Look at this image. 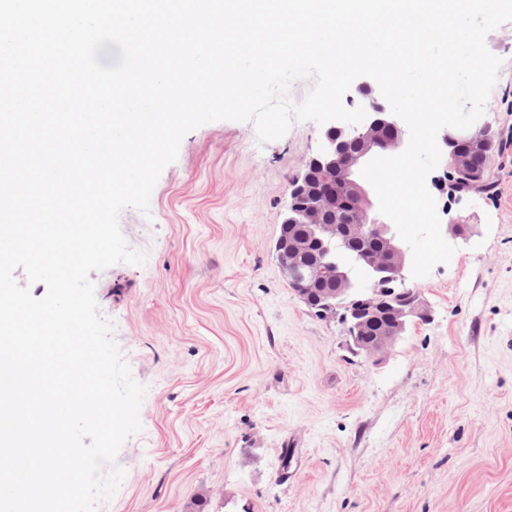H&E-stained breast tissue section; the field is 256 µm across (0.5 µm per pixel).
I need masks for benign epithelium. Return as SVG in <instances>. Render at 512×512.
<instances>
[{
	"mask_svg": "<svg viewBox=\"0 0 512 512\" xmlns=\"http://www.w3.org/2000/svg\"><path fill=\"white\" fill-rule=\"evenodd\" d=\"M355 90L366 117L356 125L331 123L320 151L291 181L282 223L304 224L307 234L292 241L283 235L277 249L295 294L314 300L321 313L333 307L331 301L340 306L351 294L349 272L326 257L338 248L353 254L367 274L369 289L342 313L346 345L356 355L380 358L413 319L428 320L430 310L421 293L406 286L408 251L379 212L373 186L361 175L373 158L401 153L409 129L388 109L376 82L363 79ZM492 140L485 124L442 129L439 141L450 175L434 181V187L453 197L465 192L463 183L484 178L485 170L474 166L473 154ZM473 234L472 224L448 222V235L454 240L467 241Z\"/></svg>",
	"mask_w": 512,
	"mask_h": 512,
	"instance_id": "7a95c632",
	"label": "benign epithelium"
}]
</instances>
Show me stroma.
<instances>
[{"label": "stroma", "instance_id": "35a3bbf8", "mask_svg": "<svg viewBox=\"0 0 512 512\" xmlns=\"http://www.w3.org/2000/svg\"><path fill=\"white\" fill-rule=\"evenodd\" d=\"M482 123L490 193L435 192L475 227L412 279L428 304L381 360L289 288L275 243L289 182L321 147L307 120L259 144L252 123L187 133L149 216H119L140 265L91 273L146 393L123 479L96 512H512V22Z\"/></svg>", "mask_w": 512, "mask_h": 512}]
</instances>
